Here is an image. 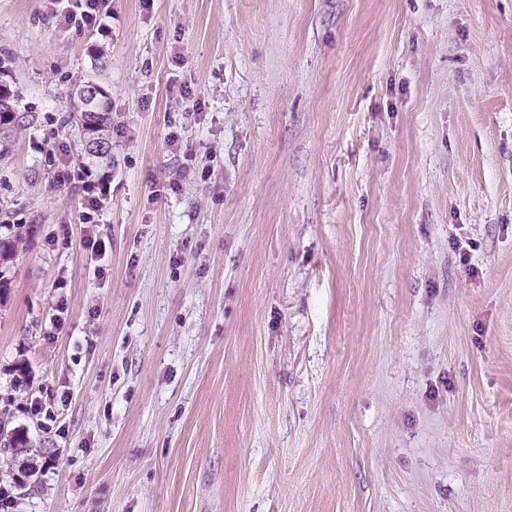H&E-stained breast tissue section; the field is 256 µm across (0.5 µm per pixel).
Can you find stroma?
Wrapping results in <instances>:
<instances>
[{
    "label": "stroma",
    "mask_w": 512,
    "mask_h": 512,
    "mask_svg": "<svg viewBox=\"0 0 512 512\" xmlns=\"http://www.w3.org/2000/svg\"><path fill=\"white\" fill-rule=\"evenodd\" d=\"M75 2L0 0V512H512V0ZM1 69L2 66H0V156L8 148L11 139L27 125L33 124L35 118L34 115H31L32 112L20 109L21 99L16 84L13 78L10 77L11 81L6 79L5 77H9V75ZM30 118H32V123H30ZM96 84L94 82H87L76 89L75 95L79 99V104L75 106L73 99L68 93L70 102L69 115L62 121L60 128L65 130L67 127L77 126L85 141V137L94 138L97 140L96 147L90 148L86 145L87 153L95 158L107 155L112 148V112L111 100L107 91L103 88L99 91L100 100L92 112H87L84 100H89L96 96ZM83 99V100H80ZM86 124H91L87 127ZM71 181H79L84 184L86 188V209L89 211L86 212V215L89 219L88 221H90L92 214H97L109 194L110 186H108V177L105 174L98 176L88 167H79L78 169L73 167L67 169L66 172L62 174L63 183ZM1 412H3V413H1V416H0V438L3 437V439H4V443H3L4 450L5 451L11 450L14 461L22 456V457H26L33 464H35L34 460L36 461L35 458H36L37 454L33 453L34 449H33V446L30 444L31 442H30L27 432L24 431L23 429L13 428V429H11L10 434L8 435V432H9L8 429H6V430H4V429L6 426H8L10 424V416H9L10 413L6 409H4ZM2 414H3V416H2ZM2 422H4L3 427H2ZM5 432L7 433V436L9 437L8 439L5 438ZM33 464L25 463L23 465V468L29 469V468H31V465H33ZM32 468H35L34 473L36 474V472H37L36 464ZM32 468L30 470H32Z\"/></svg>",
    "instance_id": "stroma-1"
}]
</instances>
